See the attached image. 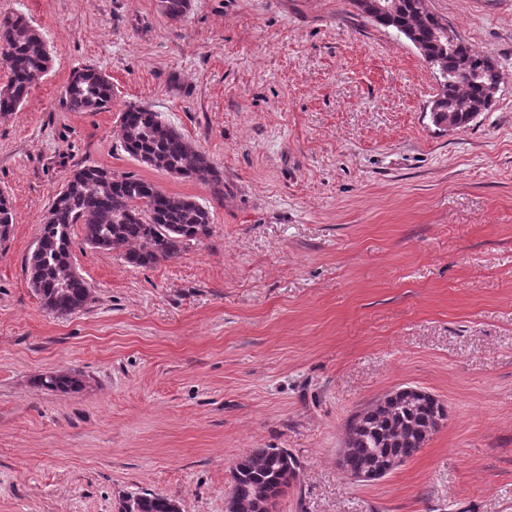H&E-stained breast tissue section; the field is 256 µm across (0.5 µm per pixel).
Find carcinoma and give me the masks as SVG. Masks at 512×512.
Instances as JSON below:
<instances>
[{
  "label": "carcinoma",
  "instance_id": "1",
  "mask_svg": "<svg viewBox=\"0 0 512 512\" xmlns=\"http://www.w3.org/2000/svg\"><path fill=\"white\" fill-rule=\"evenodd\" d=\"M394 8L365 16L415 45L439 81L431 102L433 124L441 129L467 127L471 113L487 110V92L499 79L494 60L473 51L462 39L450 43L439 36L440 18L425 0H380ZM162 13L177 20L190 0H160ZM52 56L41 36L21 15L0 19V65L7 81L0 86V112L15 111L32 85L50 68ZM71 112H101L112 107V84L93 67L76 70L65 90ZM121 147L131 158L175 178L195 181L224 197V177L209 157L157 113L130 106L120 115ZM13 224L9 198L0 195V242L8 240ZM80 224L85 243L102 251H118L133 267H150L179 256L191 241L210 233V208L196 198L166 193L133 173L116 174L98 166L74 169L56 193L44 217L35 246L26 258V272L44 309L68 316L86 308L92 290L71 259V229ZM48 390L78 392L79 371L39 377ZM446 418L444 407L432 397L377 401L348 424L343 467L357 474L373 462L391 457L407 461L425 444L435 422ZM298 461L285 448H257L243 456L233 475L231 500L236 512H270L277 499L296 480ZM173 499L146 493L137 512H171Z\"/></svg>",
  "mask_w": 512,
  "mask_h": 512
}]
</instances>
